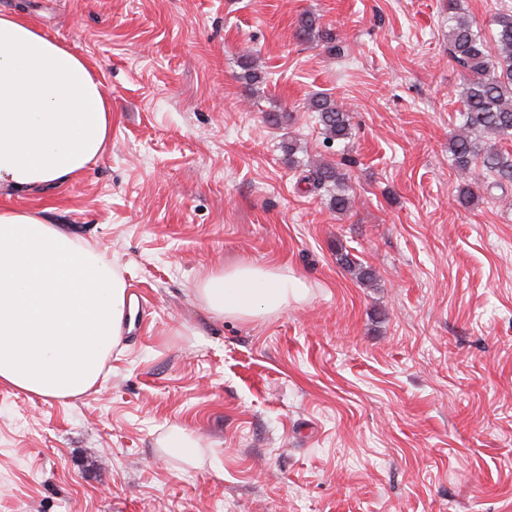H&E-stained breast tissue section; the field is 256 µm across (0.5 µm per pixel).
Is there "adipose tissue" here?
<instances>
[{"label": "adipose tissue", "instance_id": "1", "mask_svg": "<svg viewBox=\"0 0 512 512\" xmlns=\"http://www.w3.org/2000/svg\"><path fill=\"white\" fill-rule=\"evenodd\" d=\"M112 106L68 46L0 10V187L61 184L104 151ZM290 270L218 267L196 294L213 316L248 320L305 300ZM120 272L39 212L0 208V385L45 399L94 387L128 317Z\"/></svg>", "mask_w": 512, "mask_h": 512}]
</instances>
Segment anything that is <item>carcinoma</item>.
Wrapping results in <instances>:
<instances>
[{
  "label": "carcinoma",
  "instance_id": "obj_1",
  "mask_svg": "<svg viewBox=\"0 0 512 512\" xmlns=\"http://www.w3.org/2000/svg\"><path fill=\"white\" fill-rule=\"evenodd\" d=\"M491 36L473 29L458 12L456 0H448V44L452 58L467 71L458 91L462 124L448 142L452 163L463 175L480 170L489 185L512 184V155L497 143L512 139V9L505 7L492 20ZM298 35L303 41L332 43L313 14L302 16ZM318 122L330 140L351 135L349 113L328 96L310 103ZM304 178L328 197L329 207L338 213L351 203L348 178L338 167L322 164L305 169Z\"/></svg>",
  "mask_w": 512,
  "mask_h": 512
}]
</instances>
